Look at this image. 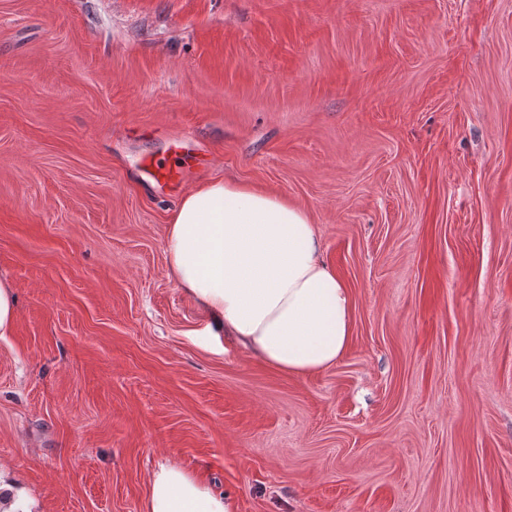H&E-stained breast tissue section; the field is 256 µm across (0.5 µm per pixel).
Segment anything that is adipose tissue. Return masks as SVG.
<instances>
[{"label": "adipose tissue", "mask_w": 512, "mask_h": 512, "mask_svg": "<svg viewBox=\"0 0 512 512\" xmlns=\"http://www.w3.org/2000/svg\"><path fill=\"white\" fill-rule=\"evenodd\" d=\"M182 290L226 331L277 370L305 375L344 356L353 332L350 291L323 258L307 212L232 181L183 194L166 239ZM145 512H235L180 464L148 479Z\"/></svg>", "instance_id": "adipose-tissue-1"}]
</instances>
